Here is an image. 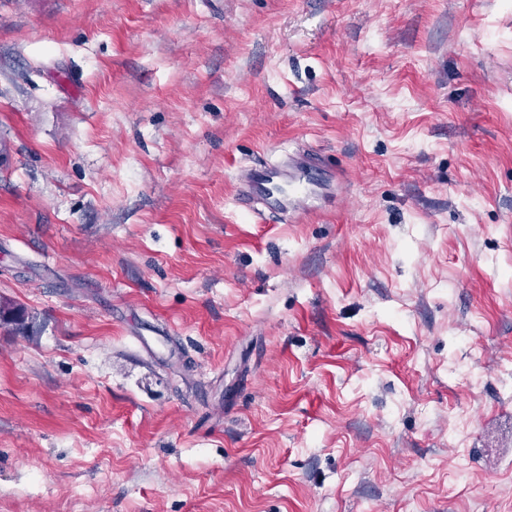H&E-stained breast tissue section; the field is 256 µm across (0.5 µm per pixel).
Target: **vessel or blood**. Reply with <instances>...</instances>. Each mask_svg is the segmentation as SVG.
Returning a JSON list of instances; mask_svg holds the SVG:
<instances>
[{"label": "vessel or blood", "instance_id": "b4317fda", "mask_svg": "<svg viewBox=\"0 0 512 512\" xmlns=\"http://www.w3.org/2000/svg\"><path fill=\"white\" fill-rule=\"evenodd\" d=\"M321 166L320 158L305 152L287 164L252 166L241 175L240 196L260 219L269 213L314 211L324 199L326 181L319 173Z\"/></svg>", "mask_w": 512, "mask_h": 512}]
</instances>
